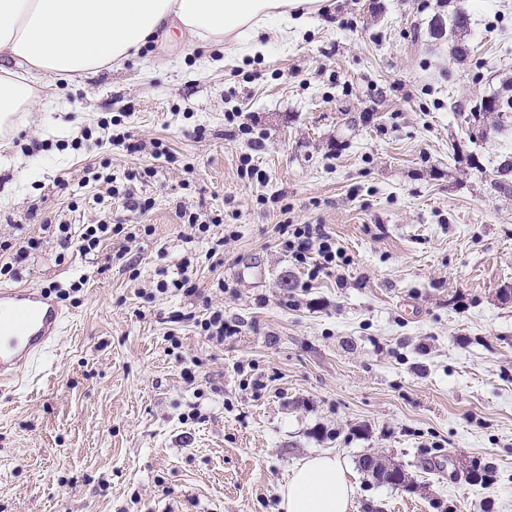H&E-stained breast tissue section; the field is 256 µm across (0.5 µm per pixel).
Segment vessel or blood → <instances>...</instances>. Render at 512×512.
Returning <instances> with one entry per match:
<instances>
[{"label":"vessel or blood","instance_id":"b4317fda","mask_svg":"<svg viewBox=\"0 0 512 512\" xmlns=\"http://www.w3.org/2000/svg\"><path fill=\"white\" fill-rule=\"evenodd\" d=\"M66 314L40 288L0 289V384L33 371L62 334Z\"/></svg>","mask_w":512,"mask_h":512}]
</instances>
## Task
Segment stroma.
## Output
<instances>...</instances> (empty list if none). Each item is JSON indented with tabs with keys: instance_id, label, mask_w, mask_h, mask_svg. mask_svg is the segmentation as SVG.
Here are the masks:
<instances>
[{
	"instance_id": "35a3bbf8",
	"label": "stroma",
	"mask_w": 512,
	"mask_h": 512,
	"mask_svg": "<svg viewBox=\"0 0 512 512\" xmlns=\"http://www.w3.org/2000/svg\"><path fill=\"white\" fill-rule=\"evenodd\" d=\"M458 7L461 65L431 33ZM265 42L207 50L170 27L85 88L51 84L76 131L45 135L38 110L0 140V261L18 272L0 288L47 289L67 315L36 374L0 387V512H279L323 453L351 512H512V196L493 186L512 131L481 140L468 120L512 82V0H329L295 41ZM245 154L265 181L240 177ZM21 158L38 182L20 185ZM109 173L152 209L109 197ZM183 208L223 223L196 233ZM106 213L152 233L80 253ZM285 216L325 225L348 265L310 278ZM184 271L193 293H159ZM210 304L238 326L219 346L197 325ZM365 454L410 486L376 483Z\"/></svg>"
}]
</instances>
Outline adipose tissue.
<instances>
[{"label":"adipose tissue","instance_id":"ef3b65f1","mask_svg":"<svg viewBox=\"0 0 512 512\" xmlns=\"http://www.w3.org/2000/svg\"><path fill=\"white\" fill-rule=\"evenodd\" d=\"M324 0H0V134L24 129L43 108L47 126L67 114L65 98L41 102L44 78H88L137 59L179 23L206 47L245 43L265 50L264 34L305 31ZM354 490L332 454L303 461L280 488L282 512H350Z\"/></svg>","mask_w":512,"mask_h":512}]
</instances>
